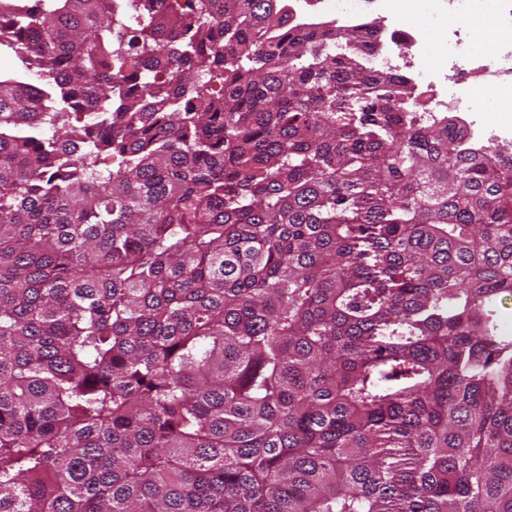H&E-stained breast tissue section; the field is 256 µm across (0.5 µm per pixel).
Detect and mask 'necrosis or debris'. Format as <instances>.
Instances as JSON below:
<instances>
[{"mask_svg":"<svg viewBox=\"0 0 512 512\" xmlns=\"http://www.w3.org/2000/svg\"><path fill=\"white\" fill-rule=\"evenodd\" d=\"M395 0H295L309 22L329 18L342 27L364 16L380 20L378 64L408 76L428 94L431 113L453 112L471 144L512 147V41L488 49L473 39L470 21L512 27V0H409L418 24H404ZM444 15L447 24L428 27Z\"/></svg>","mask_w":512,"mask_h":512,"instance_id":"obj_1","label":"necrosis or debris"}]
</instances>
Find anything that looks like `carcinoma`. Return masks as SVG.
I'll list each match as a JSON object with an SVG mask.
<instances>
[{
	"mask_svg": "<svg viewBox=\"0 0 512 512\" xmlns=\"http://www.w3.org/2000/svg\"><path fill=\"white\" fill-rule=\"evenodd\" d=\"M4 1L0 512H512V157L288 0Z\"/></svg>",
	"mask_w": 512,
	"mask_h": 512,
	"instance_id": "obj_1",
	"label": "carcinoma"
}]
</instances>
